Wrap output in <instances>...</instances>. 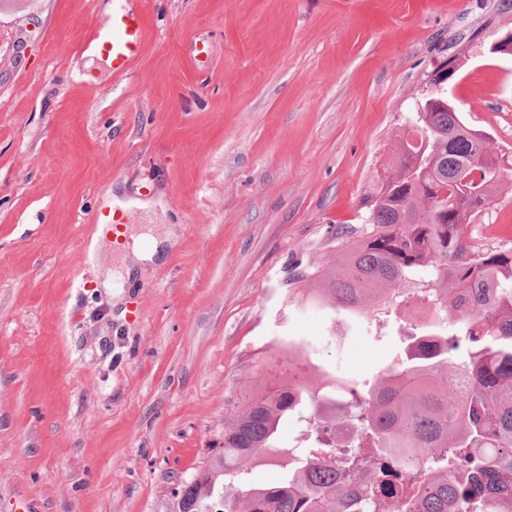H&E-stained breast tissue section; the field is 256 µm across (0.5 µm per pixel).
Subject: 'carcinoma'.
<instances>
[{
    "instance_id": "carcinoma-1",
    "label": "carcinoma",
    "mask_w": 512,
    "mask_h": 512,
    "mask_svg": "<svg viewBox=\"0 0 512 512\" xmlns=\"http://www.w3.org/2000/svg\"><path fill=\"white\" fill-rule=\"evenodd\" d=\"M446 95L410 116L395 161L367 197L366 229L344 226L319 302L366 327L412 284L442 312L368 382L298 375L224 420V445L179 485L175 512H512V246L482 247L469 225L512 169ZM307 446L279 447L283 421ZM356 427L338 447L336 426ZM268 452L287 474L236 486Z\"/></svg>"
}]
</instances>
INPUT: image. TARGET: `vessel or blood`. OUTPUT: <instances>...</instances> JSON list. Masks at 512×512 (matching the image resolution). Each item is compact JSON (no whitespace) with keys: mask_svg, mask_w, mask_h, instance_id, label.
I'll return each instance as SVG.
<instances>
[{"mask_svg":"<svg viewBox=\"0 0 512 512\" xmlns=\"http://www.w3.org/2000/svg\"><path fill=\"white\" fill-rule=\"evenodd\" d=\"M151 26L145 14L131 9L128 0H112L110 26H92L85 41L105 53L113 76L120 77L142 57L150 39Z\"/></svg>","mask_w":512,"mask_h":512,"instance_id":"1","label":"vessel or blood"}]
</instances>
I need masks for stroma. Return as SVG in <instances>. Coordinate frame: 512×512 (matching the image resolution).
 <instances>
[{
	"label": "stroma",
	"instance_id": "35a3bbf8",
	"mask_svg": "<svg viewBox=\"0 0 512 512\" xmlns=\"http://www.w3.org/2000/svg\"><path fill=\"white\" fill-rule=\"evenodd\" d=\"M99 3L0 0V512H173L288 342L311 381L383 366L309 297L447 61L512 151L501 0H137L153 32L119 78L83 42ZM116 193L173 244L107 293L117 253L86 244ZM473 234L512 243V172Z\"/></svg>",
	"mask_w": 512,
	"mask_h": 512
}]
</instances>
